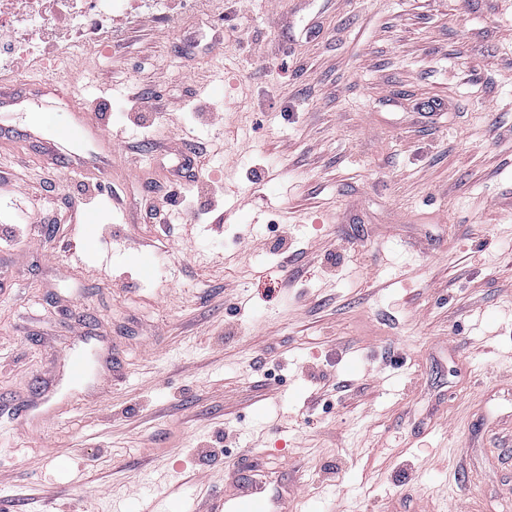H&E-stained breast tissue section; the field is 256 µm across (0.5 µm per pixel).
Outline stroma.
<instances>
[{
  "label": "stroma",
  "instance_id": "35a3bbf8",
  "mask_svg": "<svg viewBox=\"0 0 512 512\" xmlns=\"http://www.w3.org/2000/svg\"><path fill=\"white\" fill-rule=\"evenodd\" d=\"M112 29L4 78L72 91L4 123L58 141L103 104L118 149L112 198L0 152V512H198L250 449L296 512H512V0H135ZM187 144L180 220H149Z\"/></svg>",
  "mask_w": 512,
  "mask_h": 512
}]
</instances>
